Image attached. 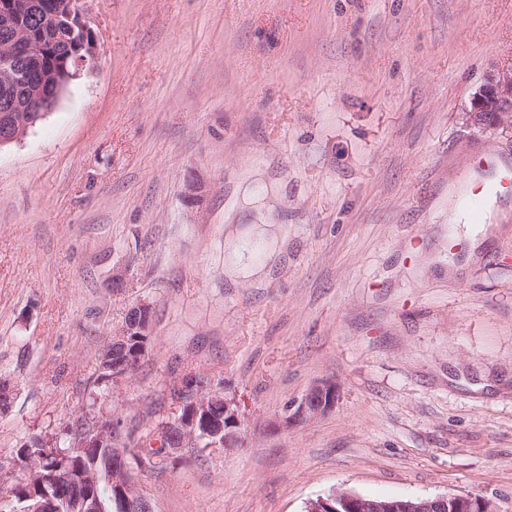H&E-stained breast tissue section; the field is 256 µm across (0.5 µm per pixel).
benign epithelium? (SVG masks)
<instances>
[{
	"label": "benign epithelium",
	"instance_id": "7a95c632",
	"mask_svg": "<svg viewBox=\"0 0 512 512\" xmlns=\"http://www.w3.org/2000/svg\"><path fill=\"white\" fill-rule=\"evenodd\" d=\"M82 0H54L50 3L51 18L64 20L69 36L76 38L79 55L73 70L56 72L37 70L34 60L38 55V42L45 33L35 32L24 24L33 8L32 0H0V29L11 32V38L0 44V87L18 85L25 89L22 99L10 98L0 108V146L20 140L34 123V113H46L57 103L66 85L76 71L95 63L98 38L83 15ZM482 113L494 115V128L512 129V68L489 74L472 98L467 111V122L477 128L487 124L479 121ZM152 334V306L147 302L135 303L127 312L122 328L112 336L108 346L120 353L118 363L102 358L105 367L113 370L117 380L131 374L141 355L128 351L132 335ZM336 401V388L319 384L305 395L296 411L282 417L275 428H286L320 417L330 411ZM184 413L165 421L159 436L167 441L166 453L173 458L186 448L201 452L231 447L239 442L235 428L240 425L238 411L232 400L215 390L193 388L180 398ZM123 432V422L112 419L107 425H96L77 438L79 448H104L112 445L115 436ZM51 437L28 449L27 458L17 462L23 473L22 483L33 492L15 501L0 502L3 512H106L99 496L85 488L97 485L100 473L88 466L73 472L68 465L46 467ZM127 465L122 456L112 458L107 474L112 491L117 495L119 512H143L142 499L136 488L126 482ZM305 512H495L490 501L469 494L441 495L429 498L373 499L354 492L339 491L319 497L308 503Z\"/></svg>",
	"mask_w": 512,
	"mask_h": 512
}]
</instances>
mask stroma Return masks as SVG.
<instances>
[{"label":"stroma","instance_id":"stroma-1","mask_svg":"<svg viewBox=\"0 0 512 512\" xmlns=\"http://www.w3.org/2000/svg\"><path fill=\"white\" fill-rule=\"evenodd\" d=\"M98 59L0 147V498L87 404L139 437L203 374L237 445L142 469L153 512H305L337 490L512 512V190L448 210L512 131L465 112L512 0H85ZM198 200L186 204L189 191ZM152 341L98 391L135 303ZM327 414L281 429L316 384Z\"/></svg>","mask_w":512,"mask_h":512}]
</instances>
